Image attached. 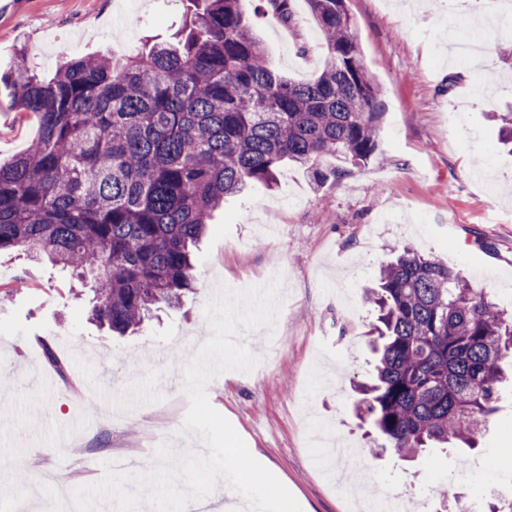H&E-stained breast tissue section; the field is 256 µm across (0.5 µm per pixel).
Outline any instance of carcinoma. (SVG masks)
<instances>
[{
	"label": "carcinoma",
	"mask_w": 512,
	"mask_h": 512,
	"mask_svg": "<svg viewBox=\"0 0 512 512\" xmlns=\"http://www.w3.org/2000/svg\"><path fill=\"white\" fill-rule=\"evenodd\" d=\"M184 36L133 58L65 60L50 80L25 57L0 97L39 118L26 153L0 165V251L19 249L90 279V319L120 335L196 285L193 246L224 197L272 187L288 159L321 186L378 148L379 89L346 0H307L326 63L308 82L265 61L248 0H195ZM291 21V0H265ZM512 145V112H497ZM377 359L357 415L378 448L408 460L475 447L512 362V314L447 262L405 247L367 297Z\"/></svg>",
	"instance_id": "1"
}]
</instances>
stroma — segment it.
<instances>
[{
  "label": "stroma",
  "instance_id": "35a3bbf8",
  "mask_svg": "<svg viewBox=\"0 0 512 512\" xmlns=\"http://www.w3.org/2000/svg\"><path fill=\"white\" fill-rule=\"evenodd\" d=\"M504 0H347L369 77L380 90L378 149L341 181L315 185L283 163L276 188L253 183L214 212L195 253L196 293L162 308L135 333L117 337L89 319V293L69 271L24 252H0V512H53L45 481L62 446L110 445L133 470L161 443L201 450L177 434L189 409L183 366L210 335L205 304L219 286L243 290L281 276L288 292L274 335L277 350L251 371L227 370L207 385L223 415L270 471L313 512H355L357 487L396 496L403 512H438L445 493L473 496L483 467L512 485V401L489 421L473 449L428 451L412 460L378 454L375 435L354 409L357 382L374 362V316L365 294L394 251L410 246L447 260L474 286L512 311V154L489 115L512 106V37L501 35ZM251 25L270 67L295 81L322 69L321 31L305 0L284 23L252 0ZM189 14L187 0H19L0 18V69L25 56L52 77L65 56L141 53L166 41ZM489 88L473 95L476 79ZM36 114L0 97V161L27 151ZM483 167L490 180L470 172ZM66 374L51 369L45 348ZM92 388L111 418L81 413L68 383Z\"/></svg>",
  "mask_w": 512,
  "mask_h": 512
}]
</instances>
